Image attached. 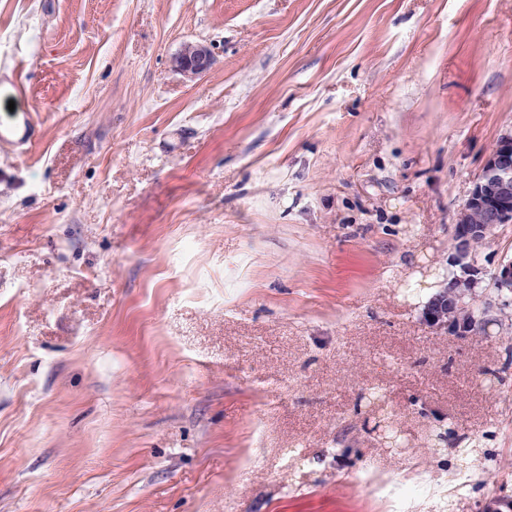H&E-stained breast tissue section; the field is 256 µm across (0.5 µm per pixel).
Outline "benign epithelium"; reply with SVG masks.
<instances>
[{
	"label": "benign epithelium",
	"instance_id": "7a95c632",
	"mask_svg": "<svg viewBox=\"0 0 512 512\" xmlns=\"http://www.w3.org/2000/svg\"><path fill=\"white\" fill-rule=\"evenodd\" d=\"M173 66L188 80L206 74L212 67L210 49L191 44L172 60ZM512 224V135L500 137L487 155L482 171L459 213L453 228L456 267L452 291L445 297H433L422 313L423 321L440 334L468 338L497 321L494 312L512 304V258L500 261L491 274L495 295L484 299L477 317L469 318L471 304L479 297L482 268L474 260L476 243L490 228Z\"/></svg>",
	"mask_w": 512,
	"mask_h": 512
}]
</instances>
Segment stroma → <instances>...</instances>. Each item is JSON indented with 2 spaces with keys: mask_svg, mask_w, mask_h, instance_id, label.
<instances>
[{
  "mask_svg": "<svg viewBox=\"0 0 512 512\" xmlns=\"http://www.w3.org/2000/svg\"><path fill=\"white\" fill-rule=\"evenodd\" d=\"M1 71L0 512H512V316L421 320L512 0H0ZM172 60L173 66L189 81L206 74L212 67L213 55L210 49L200 43L188 44ZM40 137V128L31 112L14 110L0 118V148L32 146ZM362 482L378 492H392L408 505L414 504L418 499L419 486L413 478L401 480L391 476L377 477L372 472L366 471L362 476Z\"/></svg>",
  "mask_w": 512,
  "mask_h": 512,
  "instance_id": "obj_1",
  "label": "stroma"
}]
</instances>
